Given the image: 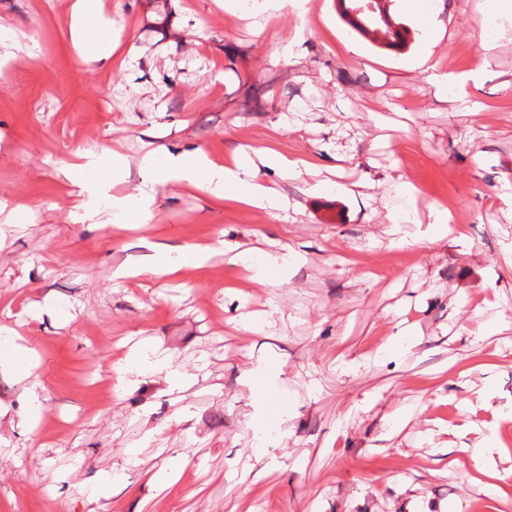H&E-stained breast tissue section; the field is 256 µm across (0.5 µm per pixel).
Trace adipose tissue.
Returning <instances> with one entry per match:
<instances>
[{
    "mask_svg": "<svg viewBox=\"0 0 512 512\" xmlns=\"http://www.w3.org/2000/svg\"><path fill=\"white\" fill-rule=\"evenodd\" d=\"M108 24V19L102 13L101 0H74L70 31L84 61L99 62L111 57L112 43L101 34ZM259 163L277 170L285 179L310 172L312 168L311 162L300 163L271 150L255 158L247 154L237 155L227 165L215 162L198 148L163 158L152 155L145 158L144 164L154 170L155 177L152 182L140 187L137 196H113L104 204L92 205L91 210L103 215L110 223L145 224L149 209L156 199L158 186L178 178L190 182L203 180L215 196L235 198L274 216L281 210L282 202L259 181L255 171ZM219 248V243L214 242L206 246H183L173 253L158 250L151 256L144 271L154 277L165 278L183 268H197L206 264L211 252Z\"/></svg>",
    "mask_w": 512,
    "mask_h": 512,
    "instance_id": "ef3b65f1",
    "label": "adipose tissue"
}]
</instances>
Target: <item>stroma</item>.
Listing matches in <instances>:
<instances>
[{
	"label": "stroma",
	"instance_id": "stroma-1",
	"mask_svg": "<svg viewBox=\"0 0 512 512\" xmlns=\"http://www.w3.org/2000/svg\"><path fill=\"white\" fill-rule=\"evenodd\" d=\"M71 2L0 0V334L19 339L0 347V512H512V18L423 0L426 31L391 0L410 35L389 49L339 0L302 15L104 0L119 46L88 64ZM436 74L462 91L438 100ZM158 148L272 149L322 171L262 169L276 220L171 181L135 229L99 227L60 171L117 150L107 186L132 196ZM433 208L460 217L454 235L397 246ZM218 239L298 257L266 288L224 255L142 271L149 244ZM141 340L182 387L118 383ZM485 442L501 448L489 482L467 452ZM180 453L172 486L148 484Z\"/></svg>",
	"mask_w": 512,
	"mask_h": 512
}]
</instances>
